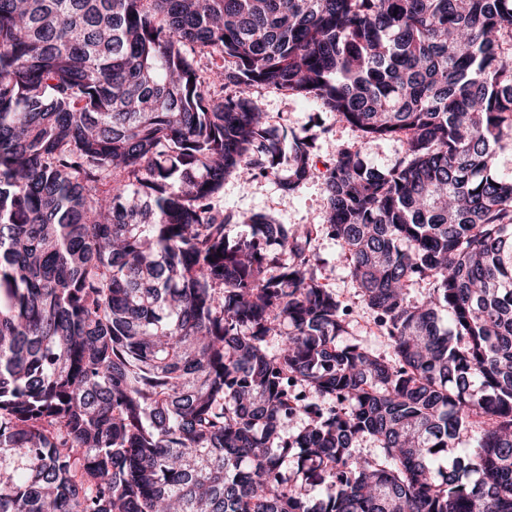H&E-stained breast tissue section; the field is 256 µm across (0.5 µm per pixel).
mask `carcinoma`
<instances>
[{"instance_id":"cac0c4a2","label":"carcinoma","mask_w":512,"mask_h":512,"mask_svg":"<svg viewBox=\"0 0 512 512\" xmlns=\"http://www.w3.org/2000/svg\"><path fill=\"white\" fill-rule=\"evenodd\" d=\"M255 86L402 157L231 238L226 176L317 169ZM506 135L512 0H0V512H512ZM315 251L322 262L317 269L319 281L336 293V296L351 306L349 315V336L365 342L375 353L389 356L392 348L389 340L381 336L372 324V314L369 308L358 296L356 283L352 281L348 261L344 249L334 239L327 236L318 237Z\"/></svg>"}]
</instances>
